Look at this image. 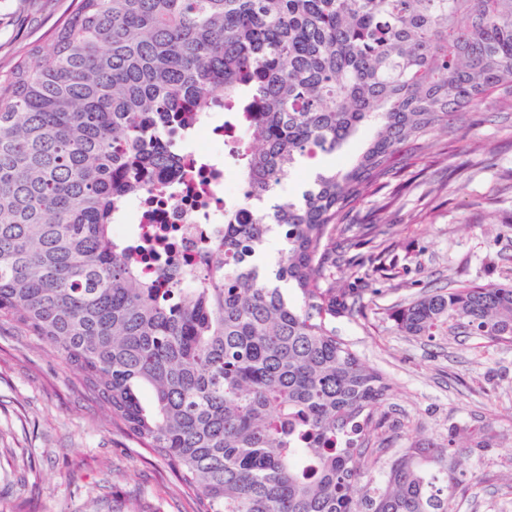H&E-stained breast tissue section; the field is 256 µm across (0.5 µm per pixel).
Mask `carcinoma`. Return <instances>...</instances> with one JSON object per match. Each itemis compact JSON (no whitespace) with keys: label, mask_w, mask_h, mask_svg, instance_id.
Instances as JSON below:
<instances>
[{"label":"carcinoma","mask_w":512,"mask_h":512,"mask_svg":"<svg viewBox=\"0 0 512 512\" xmlns=\"http://www.w3.org/2000/svg\"><path fill=\"white\" fill-rule=\"evenodd\" d=\"M487 105L512 112V0H72L0 75V319L75 366L195 512H450L453 439L374 447L392 387L336 337L357 299L327 272L350 210ZM231 106L247 210L198 287L162 290L112 225L168 192L165 130ZM390 319L511 343L512 282L431 285Z\"/></svg>","instance_id":"carcinoma-1"}]
</instances>
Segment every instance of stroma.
I'll return each instance as SVG.
<instances>
[{"label": "stroma", "instance_id": "stroma-1", "mask_svg": "<svg viewBox=\"0 0 512 512\" xmlns=\"http://www.w3.org/2000/svg\"><path fill=\"white\" fill-rule=\"evenodd\" d=\"M71 0H0V67L38 42ZM399 200L350 211L344 258L330 270L363 308L336 335L393 387L376 439L435 448L456 438L463 476L455 512H512V343L480 336L427 341L388 314L429 285L512 280V116L488 107L458 128L449 155L409 157ZM386 251L384 269L369 262ZM485 441L480 456L467 448ZM170 467L113 425L72 367L0 323V512H192Z\"/></svg>", "mask_w": 512, "mask_h": 512}]
</instances>
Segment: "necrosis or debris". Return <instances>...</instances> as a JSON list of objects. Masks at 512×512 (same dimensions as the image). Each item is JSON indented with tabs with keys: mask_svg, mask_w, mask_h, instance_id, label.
Returning <instances> with one entry per match:
<instances>
[{
	"mask_svg": "<svg viewBox=\"0 0 512 512\" xmlns=\"http://www.w3.org/2000/svg\"><path fill=\"white\" fill-rule=\"evenodd\" d=\"M166 136L184 177L173 182L164 206L153 204L147 193L133 199L129 222L114 225L113 231L121 236H150L153 249L165 261L145 264L148 277L163 282L172 273L181 287L194 288L209 264L208 244L224 237L225 204L242 200L238 165L247 129L225 122L220 112L210 120L193 112L185 126L167 131Z\"/></svg>",
	"mask_w": 512,
	"mask_h": 512,
	"instance_id": "4bbe7bcc",
	"label": "necrosis or debris"
}]
</instances>
